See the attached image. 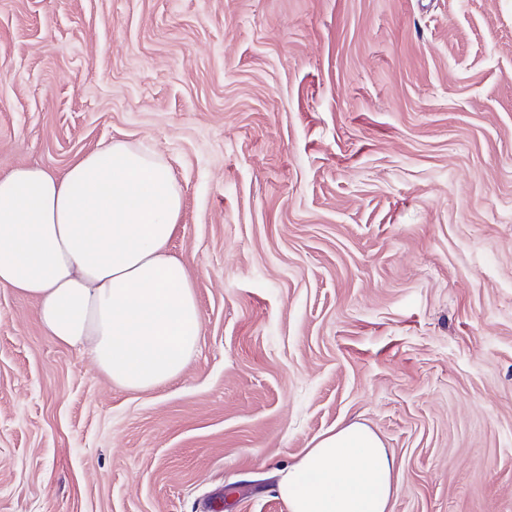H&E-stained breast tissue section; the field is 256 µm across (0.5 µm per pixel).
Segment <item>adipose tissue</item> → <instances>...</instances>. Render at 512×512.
Here are the masks:
<instances>
[{
  "mask_svg": "<svg viewBox=\"0 0 512 512\" xmlns=\"http://www.w3.org/2000/svg\"><path fill=\"white\" fill-rule=\"evenodd\" d=\"M182 207L167 164L114 140L63 173L0 176V287L36 299L46 336L89 348L112 383L148 390L179 376L200 318L186 265L168 244ZM398 469L353 422L320 436L282 474L288 512H392Z\"/></svg>",
  "mask_w": 512,
  "mask_h": 512,
  "instance_id": "ef3b65f1",
  "label": "adipose tissue"
}]
</instances>
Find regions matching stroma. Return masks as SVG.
<instances>
[{"label":"stroma","instance_id":"stroma-1","mask_svg":"<svg viewBox=\"0 0 512 512\" xmlns=\"http://www.w3.org/2000/svg\"><path fill=\"white\" fill-rule=\"evenodd\" d=\"M155 151L201 330L121 388L0 288V512H287L360 422L393 512H512V0H0V175Z\"/></svg>","mask_w":512,"mask_h":512}]
</instances>
